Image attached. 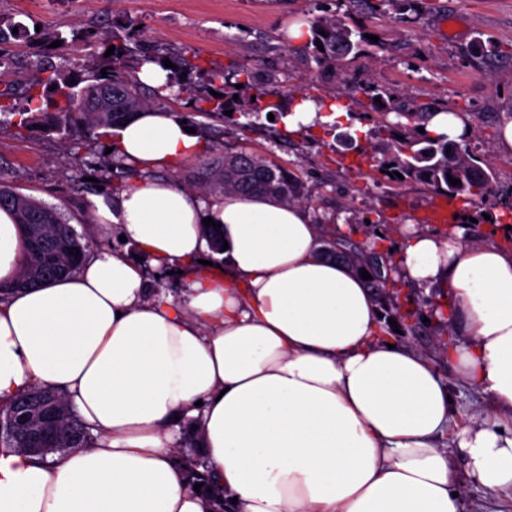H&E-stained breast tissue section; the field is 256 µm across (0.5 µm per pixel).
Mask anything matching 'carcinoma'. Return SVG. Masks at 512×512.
Segmentation results:
<instances>
[{
    "mask_svg": "<svg viewBox=\"0 0 512 512\" xmlns=\"http://www.w3.org/2000/svg\"><path fill=\"white\" fill-rule=\"evenodd\" d=\"M18 32H13V29ZM311 37L305 44L307 60L319 69L343 72L347 69L349 56L364 51L365 35L353 31L334 12L326 9L321 15L310 19ZM32 42L41 48L36 66L43 77L29 86L21 104L13 103L10 92L0 90V116L3 122L23 136L34 131L56 133L64 139L76 138L80 144L107 135V130L119 127L135 114L150 108H161L171 99L170 91L177 87L189 93L193 101L189 111L179 114L187 125H197L196 117L202 116L216 122L238 124L241 117L261 112H276L285 118L292 107L306 100H314L324 106L331 102L341 104V99L312 97L301 91L288 99V105L275 98L269 89L271 80L258 77L257 68L242 65L227 71L209 72L208 88L198 91L188 87L187 74L202 71L200 56L186 57L164 51H153L142 44L137 30H130L120 22L115 23L114 32L102 35L87 31L81 40L87 45L102 44L104 48L115 46L113 54L89 60L80 68L54 65L51 59L62 54L68 44L63 35L44 30L32 31L21 22L0 18V68L9 67V59L3 54V44L13 41ZM56 40L58 47H50ZM323 49H318V45ZM135 61L133 69L127 68L128 59ZM170 60L174 67L166 69L163 85L149 89L144 96V85L138 72L146 64L164 67ZM106 73H101V69ZM242 88H236V85ZM219 93L215 97L210 91ZM238 99H233V95ZM361 95L368 100L371 111L381 115L382 122L370 136L378 139L374 146L372 168L380 174L375 187L402 184L408 181L423 182L447 197L448 201H460L474 209L485 206L498 211L492 219L494 224H512V201L506 200L495 190L492 166L482 159L467 140L455 142L446 136L420 132L432 116L416 101H401L391 93L371 83L348 80L343 97L355 100ZM381 102H375V98ZM232 111L228 116L225 111ZM391 113L404 121L391 122ZM99 164L110 175L107 187L116 194L127 187L135 170L111 152L99 159ZM207 166L204 186L209 190L224 193L265 194L288 204L309 201L313 188L295 173L272 163L266 157L246 151L225 152L211 157ZM402 177H397V174ZM461 181L451 185L447 175ZM8 208L15 214L17 224L27 245V255L14 279L0 284V294L16 288H30L70 273L80 258L73 255L78 250L85 254L90 238L69 224L64 214L53 205H48L31 196L16 191L0 173V208ZM371 212L355 215L357 224L370 223L379 227L378 240L370 245L355 240L351 234L339 229L325 231L324 253L346 264L359 275L367 270L371 278L368 287L379 300L381 320L397 321L400 330L412 332L415 326L406 320L413 317L411 311L392 303L399 293V262L395 254L381 251L386 235L382 226L385 220L370 218ZM336 242L338 252L327 250ZM46 407L56 411L53 428L44 429L40 413ZM1 412L15 413L12 434L0 436V446L15 448L29 453L32 447L39 448L37 455L64 454L71 448H88L95 439L90 428L74 411L67 400L46 386H34L26 393L0 405Z\"/></svg>",
    "mask_w": 512,
    "mask_h": 512,
    "instance_id": "obj_1",
    "label": "carcinoma"
}]
</instances>
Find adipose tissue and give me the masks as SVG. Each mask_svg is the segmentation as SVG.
<instances>
[{"instance_id": "1", "label": "adipose tissue", "mask_w": 512, "mask_h": 512, "mask_svg": "<svg viewBox=\"0 0 512 512\" xmlns=\"http://www.w3.org/2000/svg\"><path fill=\"white\" fill-rule=\"evenodd\" d=\"M114 147L140 175L84 216L147 266L102 246L72 274L0 297V401L51 387L96 442L44 460L0 448V512H208L176 461L185 422L229 512H463L439 445L448 383L420 351L381 340L374 296L322 255L312 212L262 194L204 200L154 178L201 148L166 111L137 114ZM208 217L228 243L217 272ZM463 235L411 236L401 259L412 283L448 286V321L470 338L448 354L494 417L460 448L493 498L512 488V251ZM25 254L0 209V283ZM170 271L181 298L149 288Z\"/></svg>"}]
</instances>
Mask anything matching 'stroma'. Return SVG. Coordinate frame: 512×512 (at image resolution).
<instances>
[{"mask_svg":"<svg viewBox=\"0 0 512 512\" xmlns=\"http://www.w3.org/2000/svg\"><path fill=\"white\" fill-rule=\"evenodd\" d=\"M426 3V10L406 21L389 5L371 10L362 0H331L330 10L351 29L373 37L342 76L309 70L300 45L287 34L293 22L305 23L318 14L315 0H0V17L67 37L87 29L108 31L113 22L125 21L141 27L169 52L199 53L204 67L255 66L273 76L272 88L283 101L300 89L321 97L341 92L348 77L378 83L396 97L465 113L473 129L470 142L493 166L497 190L511 192L512 153L499 149L496 135L504 112L512 113V0ZM491 45L496 48L492 54L487 51ZM6 51L10 67L0 73V89L13 87L20 101L39 76L34 66L37 47L20 41L7 45ZM353 110V121L332 129L317 127L285 141L280 138L282 119H269L263 112L251 116L245 131L225 127L215 147L263 155L315 183L311 212L327 227L356 228L357 240H374L371 226L353 221L356 211L367 209L392 224L396 237L447 233V225L430 220L439 199L432 187L420 182L374 187L367 162L350 139L374 129L379 116L364 113L359 104ZM105 151V143L90 144L84 163L78 164L58 134L21 137L13 127L0 124V173L18 192L59 207L71 222L107 180V172L95 164ZM447 338L445 327L430 321L407 333L404 341L423 351L453 383L455 423L441 444L456 471V489L466 512H485L491 506L496 512H512V490L489 502L466 474L460 433L476 416L491 413L492 406L474 388L455 383V363L444 347Z\"/></svg>","mask_w":512,"mask_h":512,"instance_id":"1","label":"stroma"}]
</instances>
